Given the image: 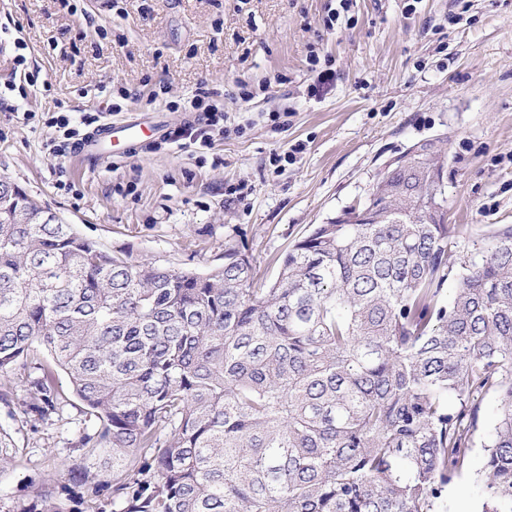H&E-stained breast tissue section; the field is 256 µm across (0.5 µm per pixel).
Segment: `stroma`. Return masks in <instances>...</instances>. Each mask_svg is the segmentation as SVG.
I'll use <instances>...</instances> for the list:
<instances>
[{
	"mask_svg": "<svg viewBox=\"0 0 512 512\" xmlns=\"http://www.w3.org/2000/svg\"><path fill=\"white\" fill-rule=\"evenodd\" d=\"M331 0H0V174L102 250L132 262L206 272L224 246L257 266L316 225L364 201L387 162L433 139L448 152V221L478 233L512 224V0H353L326 30ZM460 14L459 23L448 21ZM336 80L311 95L309 55ZM24 56L35 81L15 79ZM268 83L245 102L239 83ZM223 103L227 130L194 150L146 138L90 160L49 154L59 112L115 122L191 120L197 88ZM289 109L275 128L273 112ZM303 144L292 161L273 155ZM24 372L0 376V512L31 502L53 479L75 512L86 486L66 467L88 417L60 376L62 412L27 418ZM497 397L487 394L471 439L470 472L448 486L451 512H476L477 474Z\"/></svg>",
	"mask_w": 512,
	"mask_h": 512,
	"instance_id": "obj_1",
	"label": "stroma"
}]
</instances>
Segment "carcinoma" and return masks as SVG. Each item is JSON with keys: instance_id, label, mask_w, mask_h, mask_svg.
Segmentation results:
<instances>
[{"instance_id": "cac0c4a2", "label": "carcinoma", "mask_w": 512, "mask_h": 512, "mask_svg": "<svg viewBox=\"0 0 512 512\" xmlns=\"http://www.w3.org/2000/svg\"><path fill=\"white\" fill-rule=\"evenodd\" d=\"M446 161L415 143L269 283L228 245L204 273L113 256L0 176V374L37 343L30 411L62 371L99 422L68 467L92 512H448L490 391L481 512H512V225L450 263ZM12 512L72 510L47 481Z\"/></svg>"}]
</instances>
